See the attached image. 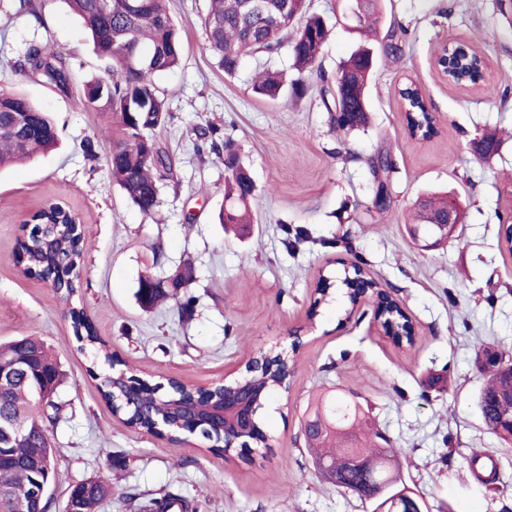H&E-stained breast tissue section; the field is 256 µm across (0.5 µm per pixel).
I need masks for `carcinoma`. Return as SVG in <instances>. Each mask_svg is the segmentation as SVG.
<instances>
[{
  "mask_svg": "<svg viewBox=\"0 0 512 512\" xmlns=\"http://www.w3.org/2000/svg\"><path fill=\"white\" fill-rule=\"evenodd\" d=\"M82 18L90 32L93 49L107 64V75L86 82L84 93L73 100L74 106L89 104L87 91L107 88L97 109L112 120V149L108 162L112 176L127 199L145 214L157 205L159 184L169 177L172 162L153 139H144L145 131L166 122V102L159 94L156 79L174 70L182 54L181 28L173 21L165 0H109L110 9L101 7L102 0H65ZM382 0H351L346 21L352 20V10L358 11L359 21L351 31L361 42L336 71L333 81L320 75L321 95L325 108L336 113L341 129L354 130L363 126L369 112L368 88L378 58H395L403 50V26L381 27ZM209 50L219 68L228 75L236 72L241 59L249 54H273L286 46L299 78L287 84L278 72L263 70L253 81V91L266 99L306 93L301 78L318 68V61L329 36L323 18L307 13L305 0H266L262 11H252L246 0H210L203 20ZM475 57L460 54L453 64L452 78L469 84L474 79ZM18 66L38 73L47 82L65 91L69 83V66L59 53L45 46H31ZM405 102L410 111V127L425 134L431 128L432 112L418 92H406ZM26 114V124L18 126L12 113ZM58 145L55 126L47 113L26 97L13 92L0 93V167L25 163L36 153ZM499 141L484 134L476 141L480 155L489 158L497 154ZM384 162L371 164L379 187H387L393 165L388 154ZM224 168L228 172L224 204L219 211L221 224L250 223L249 200L254 187L241 167L235 143L224 140ZM448 215V202L434 196L424 197L417 204V223L425 225ZM30 230L18 239L16 254L24 263L27 274L49 279L69 306V316L79 350L92 348L112 366L99 383L102 398L117 411L129 426L143 427L150 423L146 412L160 418L163 406L183 399L176 383L166 384L167 396L151 388H141L134 395V405L127 404V382L133 376L116 368L117 361L104 346L97 330L85 311L74 302L80 295V277L73 267L80 263L89 242L80 233L75 213L66 205L47 213L38 211L32 217ZM194 269L186 262L166 278L146 276L139 285L151 288L148 294L136 292L139 303L152 308L178 297V291L193 280ZM330 288L320 289L311 308V317L340 299L338 314L348 316L354 300L345 273L328 274ZM383 319L395 329L397 340L411 341L407 317L398 309H386ZM30 352L35 355L43 373H35L17 381L8 391L0 408L29 429V436L9 448L10 455L0 458V488L31 489L50 481L54 467V448L49 438L50 428L62 416L63 404L56 401L64 374L59 364L47 352L44 344L34 337L15 338L0 343V362ZM295 347L271 348L265 352L274 370L245 374V379L260 395L258 407L281 390L278 373L292 364ZM474 367L483 379L476 398V407L483 423L504 443H512V428L499 425L502 418L512 417V355L493 342H483L475 350ZM314 422L315 429L306 443L312 455L313 475L324 481L336 478V487L352 489L353 482L368 477L380 483L388 498L408 490L395 473L398 451L376 444L383 439L371 427L369 419L356 404L342 397L315 403L304 426ZM496 448L472 451L468 462L470 472L480 482H496L498 477ZM112 486L106 476L95 475L71 487L65 512H96L97 505L111 495ZM135 512H196V506L180 493L164 491L138 502Z\"/></svg>",
  "mask_w": 512,
  "mask_h": 512,
  "instance_id": "carcinoma-1",
  "label": "carcinoma"
}]
</instances>
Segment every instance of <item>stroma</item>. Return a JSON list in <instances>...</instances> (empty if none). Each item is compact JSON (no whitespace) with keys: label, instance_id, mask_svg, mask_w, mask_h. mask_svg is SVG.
Segmentation results:
<instances>
[{"label":"stroma","instance_id":"1","mask_svg":"<svg viewBox=\"0 0 512 512\" xmlns=\"http://www.w3.org/2000/svg\"><path fill=\"white\" fill-rule=\"evenodd\" d=\"M39 16L16 13L0 0V90L21 93L56 124L60 147L36 162L0 171V342L44 340L66 379L58 392L63 415L51 428L56 449L47 491L49 512H64L72 485L108 472L114 490L97 512H130L125 498L177 490L198 512H371L369 502L310 475L302 424L310 401L342 394L359 403L375 428L401 453V476L431 512H498V491L473 480L472 449L497 451L499 476L512 483V444L501 446L479 417L482 378L473 365L479 341L512 354V254L499 238L512 224V26L494 0H384V20L406 30L402 53L381 61L369 92L370 121L344 134L321 102L322 77H334L355 37L336 21V0H307L333 30L320 73L297 75L287 51L245 56L225 75L206 48L200 20L209 0H167L182 29L180 65L157 86L169 117L154 132L172 159L158 205L146 215L114 182L106 162L109 119L72 105L86 80L105 64L81 20L64 0H35ZM463 40L488 61L478 88L441 80L432 58L443 40ZM45 45L66 58L68 90L18 69L29 46ZM303 77L298 100L277 102L252 90L255 73ZM422 87L439 132L428 140L408 134L398 90ZM499 131L497 155L472 148ZM233 139L256 191L245 237L225 232L224 158L213 147ZM390 153V206L373 205L376 183L368 164ZM428 191L447 193L464 211L457 236L423 249L407 226ZM50 201L80 217L90 248L81 271V303L113 356L149 383L169 378L203 385L243 373L261 349L302 348L288 396L260 412L272 439L228 457L201 436L193 446L125 426L102 400L104 365L93 350L78 351L67 306L47 283L27 275L15 258L24 220ZM195 278L176 302L140 309L142 274L163 278L184 261ZM363 263L403 304L415 326L413 346H396L371 315L341 321L328 307L309 322L321 269ZM451 380L442 388L438 377ZM119 468H108V459Z\"/></svg>","mask_w":512,"mask_h":512}]
</instances>
